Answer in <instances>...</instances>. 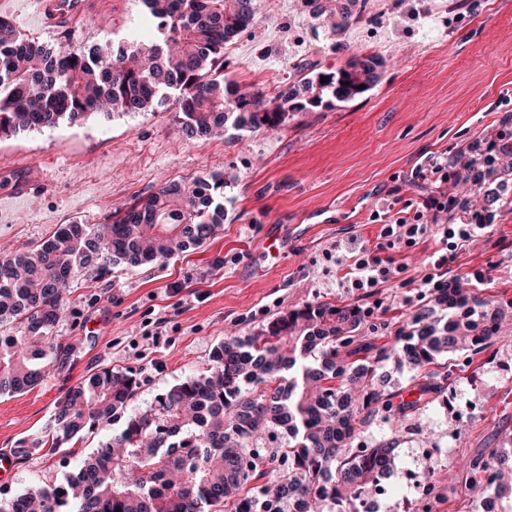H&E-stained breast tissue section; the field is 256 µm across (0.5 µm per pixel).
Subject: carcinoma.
Instances as JSON below:
<instances>
[{"instance_id": "obj_1", "label": "carcinoma", "mask_w": 512, "mask_h": 512, "mask_svg": "<svg viewBox=\"0 0 512 512\" xmlns=\"http://www.w3.org/2000/svg\"><path fill=\"white\" fill-rule=\"evenodd\" d=\"M367 0H306L331 32L361 17ZM149 36L123 44L62 48L24 41L0 18V137L75 124L114 112L176 106L190 139L229 128L278 131L291 112L346 103L371 89L383 65L376 55L336 71L305 72L269 92L224 79V49L245 32L257 0H141ZM327 82H320L321 77ZM365 85L360 90L358 86ZM499 145L454 147L448 168L467 171L475 185L512 182V114L499 121ZM221 176L163 184L112 213L110 224H63L30 251L0 256V394L39 384L44 360L58 349L54 329L68 296L86 274L135 268L204 244L224 223ZM481 301L448 284L409 314L395 339L363 343L367 323L359 305H306L248 336H232L213 352L199 376L127 411L137 383L132 373L105 368L70 389L54 427L22 441L15 454L62 448L96 425L120 428L63 483H43L0 500V512H259L275 496L278 512H353L379 474L396 468L398 431L416 403H393L379 390L376 364L393 358L416 374L424 394L448 389L456 361L489 350L500 339L506 312L470 316ZM349 355L364 357L352 362ZM384 414L391 438L355 448L369 420ZM284 429L286 444L275 443ZM469 489L490 499L512 483V454L497 448L467 464ZM495 470L486 482L483 471Z\"/></svg>"}]
</instances>
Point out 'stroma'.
<instances>
[{"label":"stroma","instance_id":"1","mask_svg":"<svg viewBox=\"0 0 512 512\" xmlns=\"http://www.w3.org/2000/svg\"><path fill=\"white\" fill-rule=\"evenodd\" d=\"M23 33L49 44L90 47L120 41L140 23V0H112L104 27L37 25L24 0H0ZM383 58L380 79L342 106L291 114L276 132L228 130L206 141L178 131L174 109L93 116L70 125L0 138V185L41 166L44 187L30 200L0 199V252L31 249L62 224H103L132 196L163 183L232 173L224 190L226 218L202 246L160 263L114 271L83 283L69 297L57 328L63 354L42 384L0 395V455L52 426L68 389L104 367L133 372L139 388L130 405L206 370L214 349L307 304L353 303L336 286L324 258L351 235L376 243L371 214L387 202L417 198L412 171L455 143L480 139L491 148L499 119L512 113V0H369L366 18L330 33L304 0L261 5L253 25L226 51L224 73L240 87L255 71L283 85L296 65L345 66L351 55ZM277 235L278 256L258 244ZM483 271L475 289L488 309L512 302V214L495 216L485 237L460 252L449 279ZM512 344L474 356L469 371L407 422L398 469L434 465L455 474L435 512H469L465 463L486 448L512 449ZM112 424L74 438L52 465L16 459L0 499L45 480L64 481L79 461L115 432Z\"/></svg>","mask_w":512,"mask_h":512}]
</instances>
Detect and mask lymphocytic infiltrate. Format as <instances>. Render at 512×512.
<instances>
[{
	"instance_id": "f902f5d3",
	"label": "lymphocytic infiltrate",
	"mask_w": 512,
	"mask_h": 512,
	"mask_svg": "<svg viewBox=\"0 0 512 512\" xmlns=\"http://www.w3.org/2000/svg\"><path fill=\"white\" fill-rule=\"evenodd\" d=\"M417 176L431 185V193L418 201H406L403 209L394 212L387 208L373 211V219L381 223L376 245L355 236L336 243L332 260L341 272L337 287L359 292L361 299H373L377 310L382 307L374 299L379 288L389 283L403 286L408 282L407 264L390 256V249L412 248L435 239L436 247L419 274L416 296L421 299L427 292L446 287L449 265L457 252L478 241L483 234V225L448 218L447 154L428 158Z\"/></svg>"
}]
</instances>
